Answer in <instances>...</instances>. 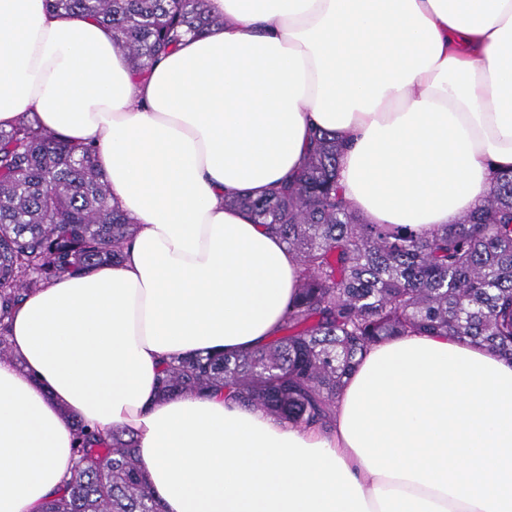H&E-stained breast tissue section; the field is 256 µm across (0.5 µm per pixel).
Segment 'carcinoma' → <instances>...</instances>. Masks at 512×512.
<instances>
[{"label": "carcinoma", "mask_w": 512, "mask_h": 512, "mask_svg": "<svg viewBox=\"0 0 512 512\" xmlns=\"http://www.w3.org/2000/svg\"><path fill=\"white\" fill-rule=\"evenodd\" d=\"M95 19L140 76L184 34L223 25L206 0H46ZM95 148L24 117L0 129V359L23 295L65 272L116 264L137 225L110 202ZM343 144L316 131L297 174L228 202L298 258L297 293L264 346L162 364L161 394L222 392L296 426L331 427L338 397L374 345L408 333L452 336L512 359V171L456 224H373L338 184ZM75 467L44 512H161L128 429L74 423Z\"/></svg>", "instance_id": "obj_1"}]
</instances>
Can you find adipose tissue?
I'll return each mask as SVG.
<instances>
[{
  "instance_id": "adipose-tissue-1",
  "label": "adipose tissue",
  "mask_w": 512,
  "mask_h": 512,
  "mask_svg": "<svg viewBox=\"0 0 512 512\" xmlns=\"http://www.w3.org/2000/svg\"><path fill=\"white\" fill-rule=\"evenodd\" d=\"M222 27L137 76L99 21L0 0V128L33 111L94 141L138 230L116 265L65 273L9 318L0 361V512H42L74 421L134 431L161 512H481L376 475L329 431L223 394L159 395L163 361L270 341L298 265L227 203L300 169L322 130L371 222L454 224L512 168V0H208Z\"/></svg>"
}]
</instances>
